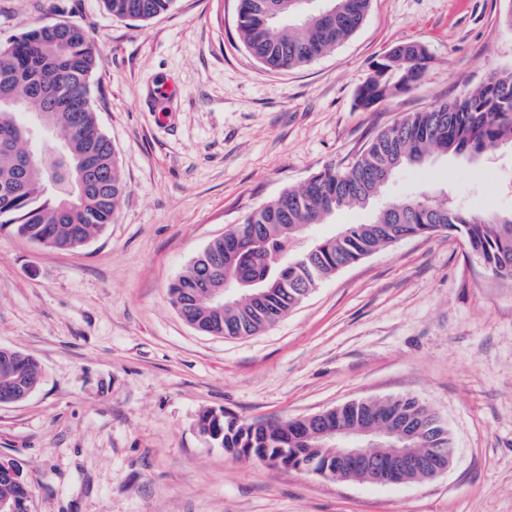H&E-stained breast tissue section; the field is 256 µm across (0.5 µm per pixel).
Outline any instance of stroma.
Returning <instances> with one entry per match:
<instances>
[{"label": "stroma", "mask_w": 512, "mask_h": 512, "mask_svg": "<svg viewBox=\"0 0 512 512\" xmlns=\"http://www.w3.org/2000/svg\"><path fill=\"white\" fill-rule=\"evenodd\" d=\"M236 9L173 0L135 21L100 0H0L2 41L55 21L92 30L97 121L128 184L112 224L78 250L0 233V347L43 370L27 400L0 404V458L21 463L33 512H512V278L489 275L458 235L367 256L246 338L195 330L169 293L254 208L512 68V0H371L349 40L286 73L248 54ZM407 42L431 58L420 85L358 107L372 61ZM511 178L503 145L475 163L403 167L381 200L446 191L511 212ZM402 395L451 431L444 474L330 480L234 457L198 428L206 410L282 421Z\"/></svg>", "instance_id": "1"}]
</instances>
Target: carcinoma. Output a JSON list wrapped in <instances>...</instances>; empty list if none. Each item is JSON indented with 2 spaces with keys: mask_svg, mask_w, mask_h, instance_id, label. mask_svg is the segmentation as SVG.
<instances>
[{
  "mask_svg": "<svg viewBox=\"0 0 512 512\" xmlns=\"http://www.w3.org/2000/svg\"><path fill=\"white\" fill-rule=\"evenodd\" d=\"M371 0H329L326 11L310 13L298 0H238L236 32L248 53L269 71L304 67L333 52L347 41L367 17ZM106 12L118 19L147 21L166 13L173 0H101ZM103 58L90 29L77 24L64 31H48L36 24L0 41V93L25 100L21 110L0 107V231L23 236L44 247L74 251L86 245L112 223L128 185L117 163L111 141L99 130L90 82ZM357 93L365 110L411 91L423 79L429 56L425 48L406 56L387 52ZM53 111L59 133L69 145L67 161L93 157L91 191L72 198L62 210L39 190L42 174L29 169L20 134L35 115ZM512 145V69L493 73L486 83L429 109L406 115L378 132L357 158L345 167L329 165L297 188L253 209L222 238L211 241L170 287L174 303L187 318L202 327L224 332L226 338L251 336L283 318L313 290L341 268L407 237L437 233L459 235L485 270L497 277L502 259L512 258V212L484 214L444 199L422 195L396 201L371 220L347 224L335 235L313 245L315 253L297 243L332 214L365 205L384 189L378 175L393 177L404 165H423L433 155L478 158L496 145ZM251 245L228 264L224 246L239 237ZM294 257L281 273L277 258ZM235 278L243 288L256 282L282 278L285 286L261 303L245 302L218 314L207 289L194 283L209 278L221 283ZM0 362L12 371H0V388L16 380L38 388L43 371L32 356L0 347ZM400 413L426 423L424 402L411 397L371 399L354 406L341 405L328 417L333 426L353 429L361 416ZM199 430L210 441L239 458H250L258 448L287 466L285 448H306L319 461L327 453L316 448L314 424L294 420L244 421L228 415L219 420L204 412ZM448 438V427L434 425L417 436L415 447L433 448L435 439Z\"/></svg>",
  "mask_w": 512,
  "mask_h": 512,
  "instance_id": "1",
  "label": "carcinoma"
}]
</instances>
